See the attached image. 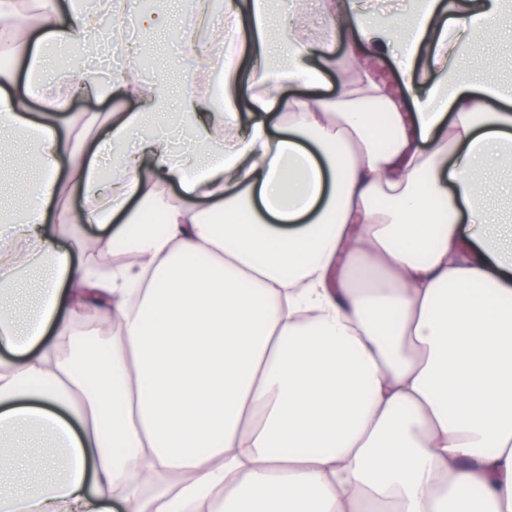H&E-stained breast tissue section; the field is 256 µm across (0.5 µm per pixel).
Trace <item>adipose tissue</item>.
I'll list each match as a JSON object with an SVG mask.
<instances>
[{"mask_svg": "<svg viewBox=\"0 0 512 512\" xmlns=\"http://www.w3.org/2000/svg\"><path fill=\"white\" fill-rule=\"evenodd\" d=\"M281 3L225 0V38L249 32L276 90L197 56L229 90L187 77L177 152L161 85L50 63L168 13L38 0L40 121L0 70V139L23 136L39 164L26 205L0 210V512H512V222L482 194L512 166V82L463 56L512 0H410L403 17L321 0L341 55L301 17L270 34ZM393 52L392 86L373 62ZM90 86L139 106L106 113L91 151L55 128ZM62 172L83 203L46 213ZM51 223L97 225L118 272L93 280Z\"/></svg>", "mask_w": 512, "mask_h": 512, "instance_id": "ef3b65f1", "label": "adipose tissue"}]
</instances>
